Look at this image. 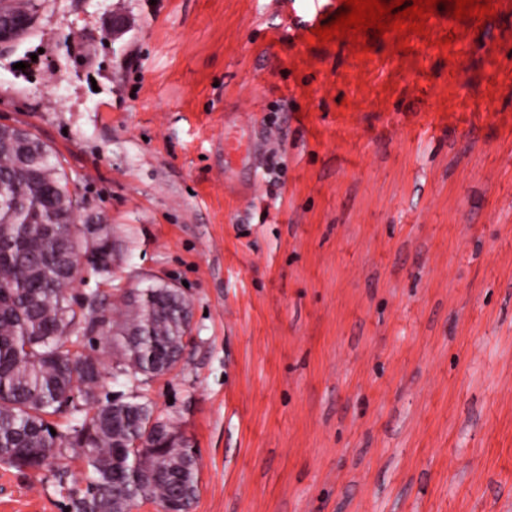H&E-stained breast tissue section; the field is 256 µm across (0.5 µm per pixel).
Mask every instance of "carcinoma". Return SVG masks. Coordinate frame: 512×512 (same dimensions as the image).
Wrapping results in <instances>:
<instances>
[{
    "mask_svg": "<svg viewBox=\"0 0 512 512\" xmlns=\"http://www.w3.org/2000/svg\"><path fill=\"white\" fill-rule=\"evenodd\" d=\"M48 0H0V16L38 18ZM82 200L52 148L0 126V465L39 471L70 451L84 463L68 488L67 512H130L138 501L190 512L199 492L195 449L155 434L154 408L134 395L100 398L106 364L129 383L146 385L171 367L164 357L186 348L188 302L162 299L161 285L134 303L92 292L79 299L74 279L45 237L57 228L72 252H91L98 272L112 265V232L101 224L94 247L73 234ZM68 416L65 426L53 418Z\"/></svg>",
    "mask_w": 512,
    "mask_h": 512,
    "instance_id": "1",
    "label": "carcinoma"
}]
</instances>
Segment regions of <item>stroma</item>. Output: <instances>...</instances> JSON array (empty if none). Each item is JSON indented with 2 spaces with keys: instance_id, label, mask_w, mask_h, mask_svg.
I'll list each match as a JSON object with an SVG mask.
<instances>
[{
  "instance_id": "obj_1",
  "label": "stroma",
  "mask_w": 512,
  "mask_h": 512,
  "mask_svg": "<svg viewBox=\"0 0 512 512\" xmlns=\"http://www.w3.org/2000/svg\"><path fill=\"white\" fill-rule=\"evenodd\" d=\"M340 6L50 0L0 53V125L112 228L80 294L190 305L147 396L192 512H512V0L370 51L320 41ZM58 468L81 483L0 465V512H64Z\"/></svg>"
}]
</instances>
